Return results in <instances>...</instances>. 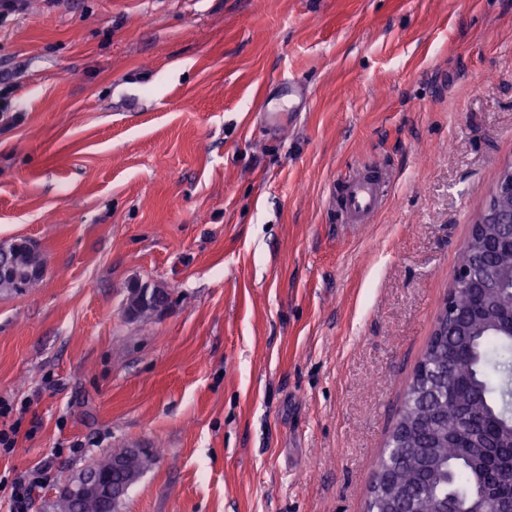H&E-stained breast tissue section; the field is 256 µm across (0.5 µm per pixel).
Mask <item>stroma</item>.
I'll return each instance as SVG.
<instances>
[{
  "mask_svg": "<svg viewBox=\"0 0 512 512\" xmlns=\"http://www.w3.org/2000/svg\"><path fill=\"white\" fill-rule=\"evenodd\" d=\"M0 475L159 448L123 512H364L452 284L512 162V0H28L0 22ZM298 76L307 112L259 105ZM391 176L372 222L329 190ZM171 293L127 321L129 282ZM7 256L11 262V265L16 270L17 277L5 280L3 285L0 280V292L5 293H16L22 294L24 292L32 291L38 288L40 280H30L24 275V271L27 269L25 255L23 252L18 250L9 251L7 255L0 251V259H4Z\"/></svg>",
  "mask_w": 512,
  "mask_h": 512,
  "instance_id": "stroma-1",
  "label": "stroma"
}]
</instances>
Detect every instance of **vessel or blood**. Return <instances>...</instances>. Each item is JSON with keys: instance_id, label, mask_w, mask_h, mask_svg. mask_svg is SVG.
Here are the masks:
<instances>
[{"instance_id": "vessel-or-blood-1", "label": "vessel or blood", "mask_w": 512, "mask_h": 512, "mask_svg": "<svg viewBox=\"0 0 512 512\" xmlns=\"http://www.w3.org/2000/svg\"><path fill=\"white\" fill-rule=\"evenodd\" d=\"M388 191L387 174L380 169L365 167L341 181L336 195L342 223L352 226L370 223L383 207Z\"/></svg>"}]
</instances>
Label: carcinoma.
Wrapping results in <instances>:
<instances>
[{
    "label": "carcinoma",
    "instance_id": "1",
    "mask_svg": "<svg viewBox=\"0 0 512 512\" xmlns=\"http://www.w3.org/2000/svg\"><path fill=\"white\" fill-rule=\"evenodd\" d=\"M9 258L17 277L0 284V292L22 294L39 286L25 277V255L0 252ZM506 288L457 292L461 320L448 324V335L430 338L426 367L445 380L430 400L407 396L399 414L415 439V447L390 448L387 459L396 464L397 486L415 501L417 512H434L446 496L460 509L476 498L512 497V393L505 377L512 375V335L487 322L485 310L508 309ZM157 459V451L121 448L97 461V477L117 499L91 490L80 497L61 494L51 512H111L127 497Z\"/></svg>",
    "mask_w": 512,
    "mask_h": 512
}]
</instances>
